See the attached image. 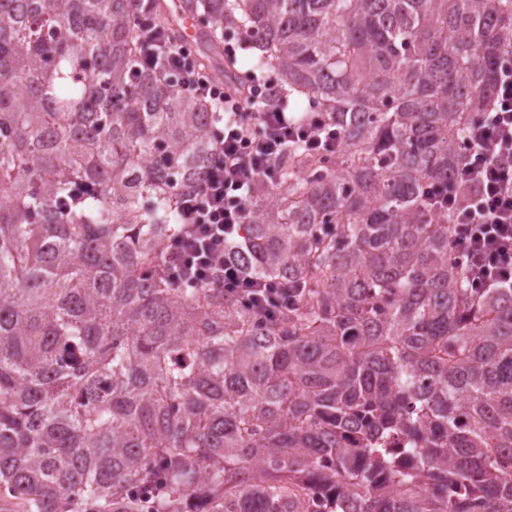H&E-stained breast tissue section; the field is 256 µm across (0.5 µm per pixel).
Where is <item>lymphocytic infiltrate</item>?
I'll return each instance as SVG.
<instances>
[{"instance_id":"obj_1","label":"lymphocytic infiltrate","mask_w":512,"mask_h":512,"mask_svg":"<svg viewBox=\"0 0 512 512\" xmlns=\"http://www.w3.org/2000/svg\"><path fill=\"white\" fill-rule=\"evenodd\" d=\"M136 24L139 68L167 71L224 116L213 132L215 157L203 183L182 198V224L165 256L170 279L191 285L218 281L225 292L262 311L287 305L280 285L245 276L225 258L224 245L244 224L255 188L273 182L288 144L320 154L341 151L335 123L323 112L296 119L272 106L278 86L269 75L244 71L234 86H221L182 41L161 34L146 10H139ZM462 150L454 176L459 192L432 184L427 214L451 224L452 254L471 287L512 288V52L503 56L494 94L468 126Z\"/></svg>"}]
</instances>
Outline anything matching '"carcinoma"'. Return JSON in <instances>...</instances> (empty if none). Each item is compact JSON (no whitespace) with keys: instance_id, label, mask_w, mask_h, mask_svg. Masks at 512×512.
<instances>
[{"instance_id":"carcinoma-1","label":"carcinoma","mask_w":512,"mask_h":512,"mask_svg":"<svg viewBox=\"0 0 512 512\" xmlns=\"http://www.w3.org/2000/svg\"><path fill=\"white\" fill-rule=\"evenodd\" d=\"M338 154L290 146L225 252L262 316L162 270L219 115L138 73V0H0V486L24 512H512V289L423 193L512 50V0H182Z\"/></svg>"}]
</instances>
